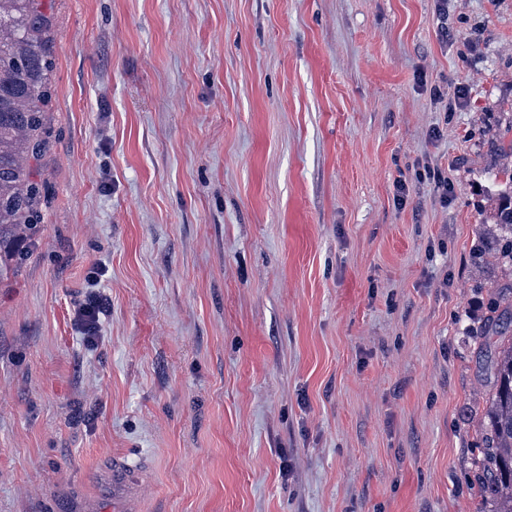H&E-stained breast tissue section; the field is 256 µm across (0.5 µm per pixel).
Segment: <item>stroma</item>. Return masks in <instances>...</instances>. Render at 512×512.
Wrapping results in <instances>:
<instances>
[{"label":"stroma","instance_id":"obj_1","mask_svg":"<svg viewBox=\"0 0 512 512\" xmlns=\"http://www.w3.org/2000/svg\"><path fill=\"white\" fill-rule=\"evenodd\" d=\"M36 6L0 512H488L512 0Z\"/></svg>","mask_w":512,"mask_h":512}]
</instances>
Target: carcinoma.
<instances>
[{"mask_svg": "<svg viewBox=\"0 0 512 512\" xmlns=\"http://www.w3.org/2000/svg\"><path fill=\"white\" fill-rule=\"evenodd\" d=\"M45 20L34 0H0V281L18 261L32 223L39 191L29 180L27 161L38 147L41 105L48 72ZM509 191L498 203L501 235L491 259L512 268V171ZM497 383L491 398L483 468L490 512H512V338L501 342Z\"/></svg>", "mask_w": 512, "mask_h": 512, "instance_id": "carcinoma-1", "label": "carcinoma"}]
</instances>
